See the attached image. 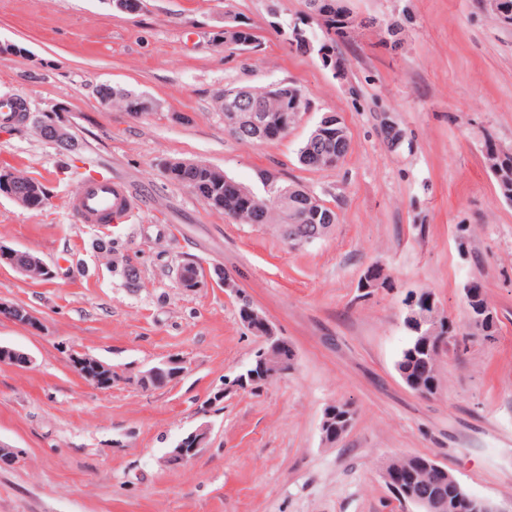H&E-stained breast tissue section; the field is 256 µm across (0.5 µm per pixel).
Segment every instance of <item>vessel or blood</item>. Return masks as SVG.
Masks as SVG:
<instances>
[{"label":"vessel or blood","mask_w":512,"mask_h":512,"mask_svg":"<svg viewBox=\"0 0 512 512\" xmlns=\"http://www.w3.org/2000/svg\"><path fill=\"white\" fill-rule=\"evenodd\" d=\"M73 207L82 223L119 224L130 216L135 208V201L119 184L98 177L85 184Z\"/></svg>","instance_id":"vessel-or-blood-1"}]
</instances>
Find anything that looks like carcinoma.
Here are the masks:
<instances>
[{
    "label": "carcinoma",
    "mask_w": 512,
    "mask_h": 512,
    "mask_svg": "<svg viewBox=\"0 0 512 512\" xmlns=\"http://www.w3.org/2000/svg\"><path fill=\"white\" fill-rule=\"evenodd\" d=\"M242 26L244 29L236 32L216 33L217 46L240 50L242 43L253 41L256 35L252 27L246 22ZM233 91V87L222 90L217 94L216 101L220 112L224 113V128L237 141L260 142L268 138L270 132L278 130L282 120L295 115L292 100L288 99V83L277 82L248 87V95L261 108L266 130L255 128L247 122L234 124L227 106V94ZM96 93L104 101L119 103L130 113L143 114L152 106L142 94L131 89H115L103 84L98 86ZM349 150L350 138L341 135L339 126L332 124L317 139L308 135L299 147L298 161L308 169L329 168L331 158L335 157L341 163ZM500 169L502 179L497 184L498 191L501 194L506 191L512 193V153H503ZM165 175L173 183L193 188L194 194L211 209L222 211L224 215L246 224H272L276 227L285 224L302 240L320 239L338 219L337 213L324 204L316 208L309 206V192L283 184L274 176L266 179L265 194L258 195L247 188L242 192L228 191L224 181L214 179L205 168L171 167L165 171ZM10 190L27 194L34 208L42 206L46 200L43 187L38 182L30 179L25 184L13 185L4 181L0 173V193ZM397 368L404 373L405 384L413 391L439 392L443 387L433 335L410 334L397 360ZM419 460L418 455L394 458V462L406 465L408 471L401 477L393 493L419 501H433L437 505L436 512H452L449 505L457 498L456 489L448 485V479L439 473L420 475L417 470Z\"/></svg>",
    "instance_id": "1"
}]
</instances>
